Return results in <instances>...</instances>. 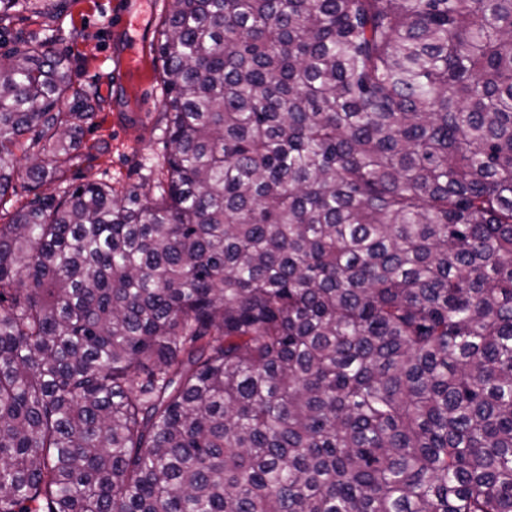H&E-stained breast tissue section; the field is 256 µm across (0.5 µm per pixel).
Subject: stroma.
<instances>
[{
	"label": "stroma",
	"instance_id": "obj_1",
	"mask_svg": "<svg viewBox=\"0 0 512 512\" xmlns=\"http://www.w3.org/2000/svg\"><path fill=\"white\" fill-rule=\"evenodd\" d=\"M125 13L130 25H116L115 17ZM165 14V0H16L0 22L4 45L20 30L53 31V47L67 56L76 83L99 96L66 183L96 181L120 195L161 180L167 144L157 39ZM125 59L130 68L117 70Z\"/></svg>",
	"mask_w": 512,
	"mask_h": 512
}]
</instances>
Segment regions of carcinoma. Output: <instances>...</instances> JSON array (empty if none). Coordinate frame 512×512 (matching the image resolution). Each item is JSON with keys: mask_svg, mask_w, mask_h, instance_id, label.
I'll use <instances>...</instances> for the list:
<instances>
[{"mask_svg": "<svg viewBox=\"0 0 512 512\" xmlns=\"http://www.w3.org/2000/svg\"><path fill=\"white\" fill-rule=\"evenodd\" d=\"M168 2L166 183L0 224V512H512V0ZM51 42L0 206L92 116Z\"/></svg>", "mask_w": 512, "mask_h": 512, "instance_id": "cac0c4a2", "label": "carcinoma"}]
</instances>
